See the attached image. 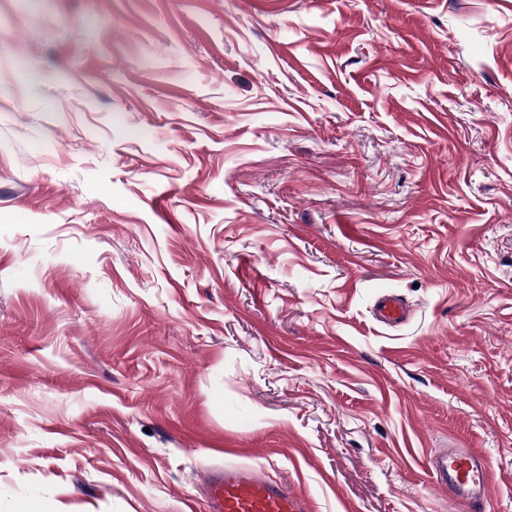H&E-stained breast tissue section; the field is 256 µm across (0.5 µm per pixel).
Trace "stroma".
Returning a JSON list of instances; mask_svg holds the SVG:
<instances>
[{"mask_svg":"<svg viewBox=\"0 0 512 512\" xmlns=\"http://www.w3.org/2000/svg\"><path fill=\"white\" fill-rule=\"evenodd\" d=\"M460 442L512 512V0H0V512H461ZM373 313L379 323L395 327L408 320L410 309L398 295L387 292L379 296ZM494 468L480 448H438L429 462V477L448 490L453 501L472 509L494 489ZM208 512H311L309 497L247 464H224L205 480Z\"/></svg>","mask_w":512,"mask_h":512,"instance_id":"35a3bbf8","label":"stroma"}]
</instances>
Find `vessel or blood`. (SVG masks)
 <instances>
[{"label":"vessel or blood","mask_w":512,"mask_h":512,"mask_svg":"<svg viewBox=\"0 0 512 512\" xmlns=\"http://www.w3.org/2000/svg\"><path fill=\"white\" fill-rule=\"evenodd\" d=\"M410 310L398 295L387 292L374 306L375 319L398 326ZM494 468L478 448H439L429 462V477L447 490L453 501L466 507L483 503L494 489ZM208 512H312L309 497L285 482L268 478L247 464L212 469L205 480Z\"/></svg>","instance_id":"b4317fda"}]
</instances>
